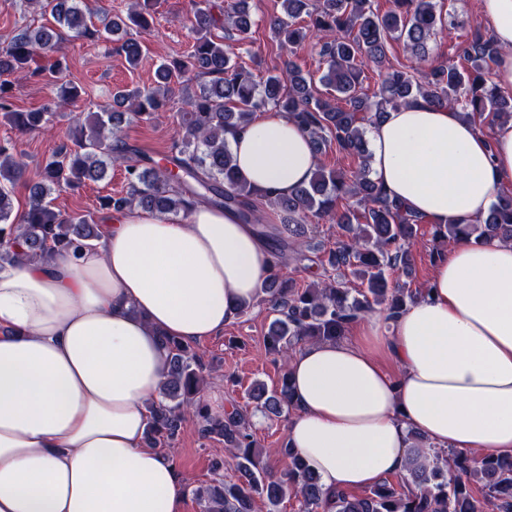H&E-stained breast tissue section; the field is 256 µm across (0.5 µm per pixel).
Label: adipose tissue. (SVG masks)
Here are the masks:
<instances>
[{"instance_id": "1", "label": "adipose tissue", "mask_w": 512, "mask_h": 512, "mask_svg": "<svg viewBox=\"0 0 512 512\" xmlns=\"http://www.w3.org/2000/svg\"><path fill=\"white\" fill-rule=\"evenodd\" d=\"M512 87V0H480ZM374 180L430 224H475L512 186V121L486 133L424 98L369 127ZM240 176L288 194L317 163L271 110L229 137ZM269 245L234 212L109 213L80 251L0 267V512H182L185 482L145 442L166 382L162 336L198 343L254 298ZM287 440L325 496L405 474L410 433L435 450L512 458V241H459L394 321L288 361Z\"/></svg>"}]
</instances>
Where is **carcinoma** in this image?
Here are the masks:
<instances>
[{
	"instance_id": "obj_1",
	"label": "carcinoma",
	"mask_w": 512,
	"mask_h": 512,
	"mask_svg": "<svg viewBox=\"0 0 512 512\" xmlns=\"http://www.w3.org/2000/svg\"><path fill=\"white\" fill-rule=\"evenodd\" d=\"M30 4L41 15H51L53 24L26 27L0 46V116L22 134L47 129L49 113L14 109L12 82L1 76L37 79L49 86L47 75L64 63L57 58L48 66L38 65L39 55L54 52L67 40L98 39L121 29L146 32L156 0H133L126 15L102 19L101 29L83 0ZM282 7L284 17L270 24L273 38L292 47L314 35L327 64L320 77L327 94L319 93L311 76L291 60L261 83L237 65L233 43L248 38L254 24L249 0H235L226 14L196 8L191 52L159 64L156 86L115 92L113 101L125 111L98 112L90 126L79 114L71 117L68 141L45 162L38 179L23 180V158L11 145L0 144V225H14L13 233L0 238V262L13 264L55 249L92 245L101 236L94 217L61 213L53 206V195L102 181L119 164L124 166L126 190L100 197V210L139 208L176 217L204 203L235 212L271 240V264L261 294L275 318L264 344L284 361L300 344L341 338L350 324L376 305H385L393 319L422 296L421 288L411 291L389 282L395 272L412 275V247L422 220L390 199L370 177L366 126L380 121L388 109L418 97L435 107L459 109L472 119L489 112L496 122L512 120V89L489 80L497 55L495 42L491 34L475 30L458 44L456 58L429 59L428 41L446 22L437 13L435 0H391L383 13L373 7V0H282ZM446 23L454 25L451 20ZM391 39L403 41L414 66H391L377 87L363 86L365 68L387 61ZM119 50L133 67L142 59V46L132 37L123 40ZM188 73L199 79L194 90L184 80ZM175 96L185 107L182 135L160 163L120 135L122 123L167 111ZM269 109L297 122L315 151L331 142L336 150L357 157L359 166L343 172L319 164L310 181L290 194L259 198L239 176L227 134ZM20 183L26 202L14 218L12 195ZM349 199L354 204L343 206L342 201ZM264 204L281 213V223L272 233L263 224ZM315 219L341 229L320 265L341 276L349 272L362 288L352 290L328 278L297 288L281 273L288 251ZM486 236L512 239L511 194L498 195L480 224L438 225L434 232V239L444 242ZM163 343L172 360L162 397L152 404L148 443L172 439L189 418L200 417L201 431L224 438L225 449L237 459L238 482L217 481L195 490L203 512H255L258 498L269 512H278L288 489L296 498L297 512H323L325 498L317 476L287 442L275 449L286 463L277 476L267 465L268 451L259 447L246 411L234 406L222 418L212 416L201 399L203 367L196 355L174 338L165 337ZM249 397L277 416L292 411L288 371L281 373L274 389L258 383ZM418 439L420 435L410 434L412 456L406 475L387 478L363 495L336 493L329 504L333 512H485L489 503L495 512H512L511 459L445 451L426 456L414 444Z\"/></svg>"
}]
</instances>
